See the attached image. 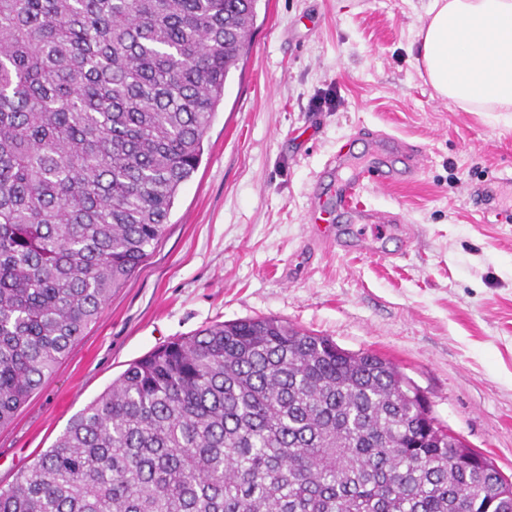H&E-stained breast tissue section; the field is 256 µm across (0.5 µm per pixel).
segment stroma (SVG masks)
<instances>
[{
  "label": "stroma",
  "instance_id": "35a3bbf8",
  "mask_svg": "<svg viewBox=\"0 0 512 512\" xmlns=\"http://www.w3.org/2000/svg\"><path fill=\"white\" fill-rule=\"evenodd\" d=\"M428 0H260L239 71L163 238L56 371L0 428L8 485L134 360L224 321L276 317L393 362L432 415L512 479V112H466L417 69ZM424 151L359 199L417 241L360 229L321 180L361 128ZM366 248L318 242L313 209Z\"/></svg>",
  "mask_w": 512,
  "mask_h": 512
}]
</instances>
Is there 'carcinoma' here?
<instances>
[{"mask_svg": "<svg viewBox=\"0 0 512 512\" xmlns=\"http://www.w3.org/2000/svg\"><path fill=\"white\" fill-rule=\"evenodd\" d=\"M259 0H0V427L166 230ZM389 360L266 317L130 363L0 512H512Z\"/></svg>", "mask_w": 512, "mask_h": 512, "instance_id": "obj_1", "label": "carcinoma"}]
</instances>
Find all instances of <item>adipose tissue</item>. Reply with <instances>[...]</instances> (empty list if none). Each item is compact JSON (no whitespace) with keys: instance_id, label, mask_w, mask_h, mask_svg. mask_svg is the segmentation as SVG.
Listing matches in <instances>:
<instances>
[{"instance_id":"ef3b65f1","label":"adipose tissue","mask_w":512,"mask_h":512,"mask_svg":"<svg viewBox=\"0 0 512 512\" xmlns=\"http://www.w3.org/2000/svg\"><path fill=\"white\" fill-rule=\"evenodd\" d=\"M419 70L467 112H512V0H429Z\"/></svg>"}]
</instances>
